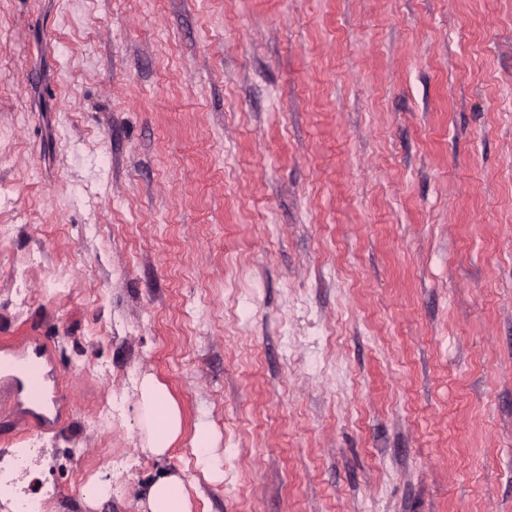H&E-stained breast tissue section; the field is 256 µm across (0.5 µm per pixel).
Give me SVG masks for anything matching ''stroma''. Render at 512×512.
Here are the masks:
<instances>
[{
	"instance_id": "35a3bbf8",
	"label": "stroma",
	"mask_w": 512,
	"mask_h": 512,
	"mask_svg": "<svg viewBox=\"0 0 512 512\" xmlns=\"http://www.w3.org/2000/svg\"><path fill=\"white\" fill-rule=\"evenodd\" d=\"M24 339L63 399L0 470L48 512L172 470L191 512H512V0H0ZM139 391L146 447L155 456L162 457L181 435V411L166 385L153 376L141 380ZM192 447L196 455V464L201 467L202 472L206 476L219 474L220 470L215 456L211 453V434L207 428L198 427Z\"/></svg>"
}]
</instances>
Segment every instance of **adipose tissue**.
Here are the masks:
<instances>
[{
	"label": "adipose tissue",
	"mask_w": 512,
	"mask_h": 512,
	"mask_svg": "<svg viewBox=\"0 0 512 512\" xmlns=\"http://www.w3.org/2000/svg\"><path fill=\"white\" fill-rule=\"evenodd\" d=\"M146 443L158 457L164 456L182 432L181 411L165 384L144 377L139 385ZM143 512H191L183 475L163 473L141 490Z\"/></svg>",
	"instance_id": "1"
}]
</instances>
